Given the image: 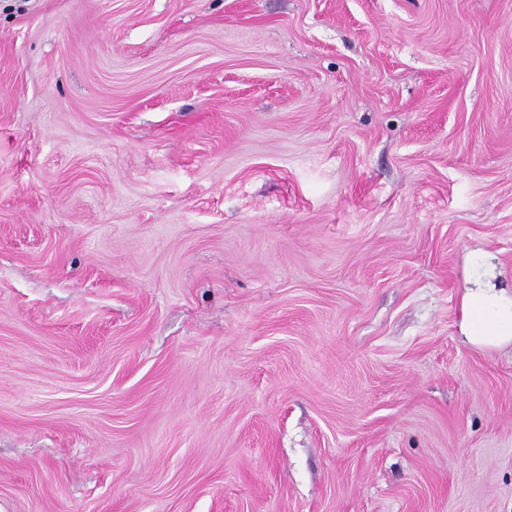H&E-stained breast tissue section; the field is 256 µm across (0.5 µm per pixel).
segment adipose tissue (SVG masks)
<instances>
[{
	"instance_id": "1",
	"label": "adipose tissue",
	"mask_w": 512,
	"mask_h": 512,
	"mask_svg": "<svg viewBox=\"0 0 512 512\" xmlns=\"http://www.w3.org/2000/svg\"><path fill=\"white\" fill-rule=\"evenodd\" d=\"M467 338L476 347H497L512 342V297L491 288H479L464 298Z\"/></svg>"
}]
</instances>
